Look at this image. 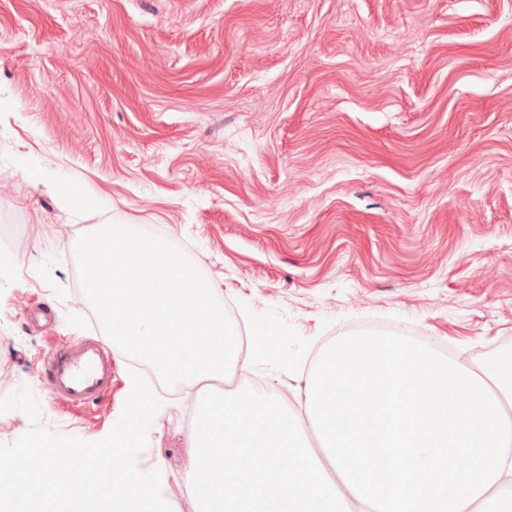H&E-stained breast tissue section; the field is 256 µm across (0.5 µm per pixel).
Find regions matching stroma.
Masks as SVG:
<instances>
[{
    "instance_id": "stroma-1",
    "label": "stroma",
    "mask_w": 512,
    "mask_h": 512,
    "mask_svg": "<svg viewBox=\"0 0 512 512\" xmlns=\"http://www.w3.org/2000/svg\"><path fill=\"white\" fill-rule=\"evenodd\" d=\"M110 222L184 250L236 330L269 325L240 370L294 402L362 331L482 367L512 348V0H0V396L28 385L89 442L133 358L87 408L38 372L94 330L74 247ZM156 394L139 466L183 512L190 409Z\"/></svg>"
}]
</instances>
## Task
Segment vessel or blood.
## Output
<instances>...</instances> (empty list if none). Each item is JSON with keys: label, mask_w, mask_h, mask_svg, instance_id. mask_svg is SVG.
<instances>
[{"label": "vessel or blood", "mask_w": 512, "mask_h": 512, "mask_svg": "<svg viewBox=\"0 0 512 512\" xmlns=\"http://www.w3.org/2000/svg\"><path fill=\"white\" fill-rule=\"evenodd\" d=\"M112 363V348L103 338H77L51 351L41 378L57 400L85 406L111 389Z\"/></svg>", "instance_id": "obj_1"}]
</instances>
